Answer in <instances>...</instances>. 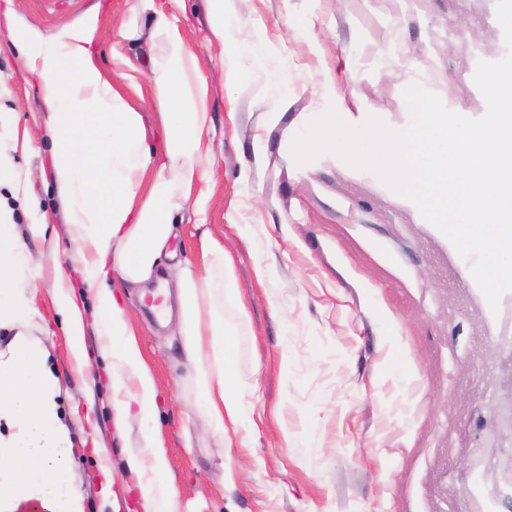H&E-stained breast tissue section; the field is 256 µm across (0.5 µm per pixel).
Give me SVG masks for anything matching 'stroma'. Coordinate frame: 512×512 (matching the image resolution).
Returning a JSON list of instances; mask_svg holds the SVG:
<instances>
[{"mask_svg":"<svg viewBox=\"0 0 512 512\" xmlns=\"http://www.w3.org/2000/svg\"><path fill=\"white\" fill-rule=\"evenodd\" d=\"M497 0H234L240 48L227 59L206 0H154L199 54L212 118L213 176L171 243L201 261L202 231L229 253L233 294L224 316L236 330L246 428L224 441L206 431L185 366L182 338L125 290L131 323L157 389L148 428L164 450L166 490L181 512H466L478 478L489 512H512V293L491 312L462 258L374 173L325 154L299 166L294 138L327 109L353 122L368 112L398 130L410 121L414 84L471 119L487 109L473 74L497 60ZM137 0H0V30L14 17L48 30L99 8L97 52L135 67L127 101L160 145L161 105L149 84L148 14ZM288 108L275 112L280 98ZM0 112L13 130H36L39 81L0 43ZM0 198L41 262L32 295L34 333L58 380L59 416L72 440L84 512H145L126 466L143 426L117 410L112 350L98 333L93 299L66 233L49 142L11 155ZM43 224L32 236L30 227ZM267 270L258 277L257 267ZM85 309L86 364L68 355L52 301L58 271Z\"/></svg>","mask_w":512,"mask_h":512,"instance_id":"35a3bbf8","label":"stroma"}]
</instances>
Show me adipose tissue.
Instances as JSON below:
<instances>
[{"instance_id":"ef3b65f1","label":"adipose tissue","mask_w":512,"mask_h":512,"mask_svg":"<svg viewBox=\"0 0 512 512\" xmlns=\"http://www.w3.org/2000/svg\"><path fill=\"white\" fill-rule=\"evenodd\" d=\"M149 57L153 97L164 148L152 151L141 112L121 93L114 73L99 65L100 16L86 13L51 33L20 24L9 37L24 67L40 81L49 112L43 129L52 145L53 177L66 199L68 234L83 256L82 276L94 291L101 333L112 341L114 393L135 385L123 412L149 417L156 389L129 328L130 315L113 279L139 287L173 262L183 351L199 392L198 407L209 430L227 435L244 423L237 381L234 334L224 321L225 273L231 260L223 244L203 236L202 267L178 261L169 248L176 219L193 207L196 178L207 176L211 116L197 53L184 43L154 0ZM27 246L15 233L13 215L0 205V325L15 329L0 351V420L13 429L0 436V462L13 477L0 482V512L37 503L42 512H84L83 495L70 464L69 432L58 416L56 379L45 365L41 341L30 334L36 314L28 291L38 264L22 266ZM55 303L69 323V355L83 364L84 315L66 277L54 285Z\"/></svg>"}]
</instances>
